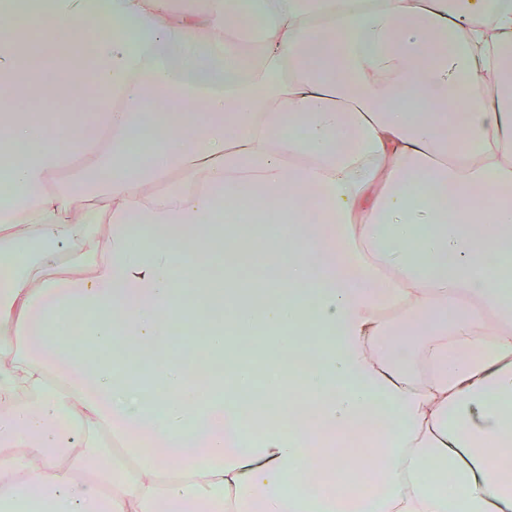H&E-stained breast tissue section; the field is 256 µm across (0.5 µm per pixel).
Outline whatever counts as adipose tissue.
<instances>
[{
  "instance_id": "adipose-tissue-1",
  "label": "adipose tissue",
  "mask_w": 512,
  "mask_h": 512,
  "mask_svg": "<svg viewBox=\"0 0 512 512\" xmlns=\"http://www.w3.org/2000/svg\"><path fill=\"white\" fill-rule=\"evenodd\" d=\"M235 2L53 0L28 45L0 48V512H299L312 454L334 483L315 512H512V290L477 273L512 249V0H261L232 23ZM91 27L88 79L72 49ZM77 94L92 111L14 108ZM245 189L295 235L267 241L286 254L277 301L238 298L232 322L286 349V286L323 280L304 383L320 428L266 425L252 448L234 342L204 335L232 370L204 408L162 354L196 316L195 251L131 244L223 223ZM64 320L80 342L53 334ZM119 326L154 354L157 407L120 379L140 364L108 356ZM380 395L374 455L350 451Z\"/></svg>"
}]
</instances>
